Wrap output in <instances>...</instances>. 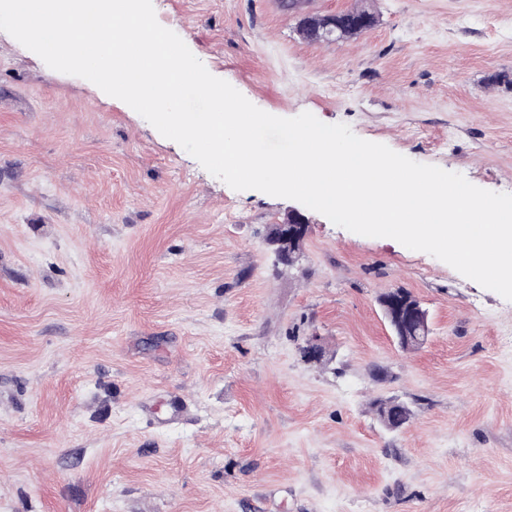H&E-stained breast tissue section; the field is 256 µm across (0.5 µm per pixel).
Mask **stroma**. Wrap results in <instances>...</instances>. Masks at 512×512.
Here are the masks:
<instances>
[{
    "instance_id": "35a3bbf8",
    "label": "stroma",
    "mask_w": 512,
    "mask_h": 512,
    "mask_svg": "<svg viewBox=\"0 0 512 512\" xmlns=\"http://www.w3.org/2000/svg\"><path fill=\"white\" fill-rule=\"evenodd\" d=\"M354 3L153 0L259 109L512 193V0H368L369 30L300 35ZM296 209L282 265L267 237ZM397 288L428 312L420 349L382 315ZM0 512H512V301L233 190L0 31ZM373 410H377L391 426L397 429L405 426L411 419L413 412L404 402L385 403L384 400H376L373 404Z\"/></svg>"
}]
</instances>
